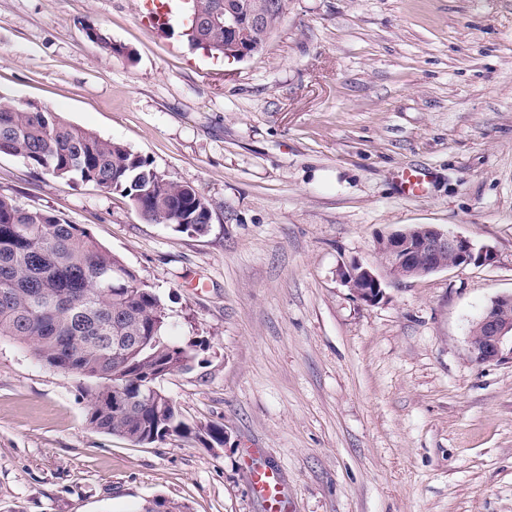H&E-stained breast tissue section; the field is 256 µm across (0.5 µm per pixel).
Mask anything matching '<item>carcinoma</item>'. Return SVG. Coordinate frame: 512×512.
Returning <instances> with one entry per match:
<instances>
[{
    "mask_svg": "<svg viewBox=\"0 0 512 512\" xmlns=\"http://www.w3.org/2000/svg\"><path fill=\"white\" fill-rule=\"evenodd\" d=\"M87 35L106 54L122 50L93 26ZM189 44L224 55V29ZM0 154L18 157L66 183L118 191L135 210L176 232H206L209 202L192 186L166 178L125 145L65 122L48 108L0 107ZM168 313L157 294L84 229L57 215L0 195V339L19 342L44 364L73 369L84 387L87 422L135 445L188 437L175 401L158 383L191 368L194 348L167 333ZM190 512L155 497L141 512Z\"/></svg>",
    "mask_w": 512,
    "mask_h": 512,
    "instance_id": "obj_1",
    "label": "carcinoma"
}]
</instances>
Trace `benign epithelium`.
Listing matches in <instances>:
<instances>
[{
	"label": "benign epithelium",
	"instance_id": "benign-epithelium-1",
	"mask_svg": "<svg viewBox=\"0 0 512 512\" xmlns=\"http://www.w3.org/2000/svg\"><path fill=\"white\" fill-rule=\"evenodd\" d=\"M207 23L224 27V54H235L243 60L260 51L265 29V17L260 11L226 2L224 7L210 12ZM377 250L389 274L397 280L493 262L491 248H477L470 239L433 225L404 226L383 234L377 238ZM341 279L357 299L368 305L383 298L381 279L359 261L344 269ZM469 353L480 364L512 355V294L496 297L485 310L471 331Z\"/></svg>",
	"mask_w": 512,
	"mask_h": 512
}]
</instances>
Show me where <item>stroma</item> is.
Wrapping results in <instances>:
<instances>
[{
    "label": "stroma",
    "mask_w": 512,
    "mask_h": 512,
    "mask_svg": "<svg viewBox=\"0 0 512 512\" xmlns=\"http://www.w3.org/2000/svg\"><path fill=\"white\" fill-rule=\"evenodd\" d=\"M106 32L124 54L86 36ZM0 102L118 141L211 208L205 234L0 155V194L87 231L200 341L162 388L192 426L135 445L86 421L78 377L0 340V512H512V361L470 331L512 294V0H288L263 50L223 60L140 0H0ZM424 170L421 195L404 170ZM431 224L489 265L384 279L340 272L376 238ZM343 283L360 301L375 305L383 298L382 281L372 268L359 261L351 263L341 273ZM252 486L270 502L271 512H281L283 501L276 475L265 469H255L251 473Z\"/></svg>",
    "instance_id": "obj_1"
}]
</instances>
